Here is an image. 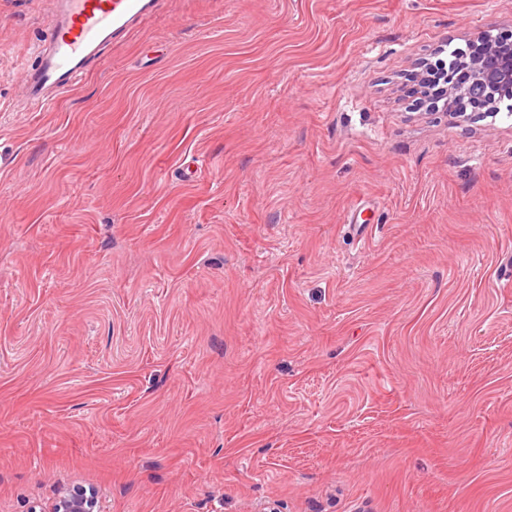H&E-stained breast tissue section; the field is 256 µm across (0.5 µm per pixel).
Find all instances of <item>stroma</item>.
<instances>
[{"instance_id": "stroma-1", "label": "stroma", "mask_w": 512, "mask_h": 512, "mask_svg": "<svg viewBox=\"0 0 512 512\" xmlns=\"http://www.w3.org/2000/svg\"><path fill=\"white\" fill-rule=\"evenodd\" d=\"M51 9L0 0V512H512V116L409 79L512 0H166L29 108ZM43 512H99L97 496L88 497L80 489L65 491L49 510Z\"/></svg>"}]
</instances>
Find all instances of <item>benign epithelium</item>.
<instances>
[{"label": "benign epithelium", "mask_w": 512, "mask_h": 512, "mask_svg": "<svg viewBox=\"0 0 512 512\" xmlns=\"http://www.w3.org/2000/svg\"><path fill=\"white\" fill-rule=\"evenodd\" d=\"M441 97L446 99L448 116H468V111L483 109L496 116L500 106L512 107V40L480 31L467 39V48L457 52L446 70ZM439 97V98H441ZM439 98L425 95L419 105L439 108ZM47 512H99L97 498L80 489L65 491Z\"/></svg>", "instance_id": "7a95c632"}]
</instances>
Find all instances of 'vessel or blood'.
<instances>
[{"label": "vessel or blood", "instance_id": "obj_1", "mask_svg": "<svg viewBox=\"0 0 512 512\" xmlns=\"http://www.w3.org/2000/svg\"><path fill=\"white\" fill-rule=\"evenodd\" d=\"M163 0H53L45 39L30 51L39 62L23 70L26 100L46 106L71 91L88 65L158 13Z\"/></svg>", "mask_w": 512, "mask_h": 512}]
</instances>
